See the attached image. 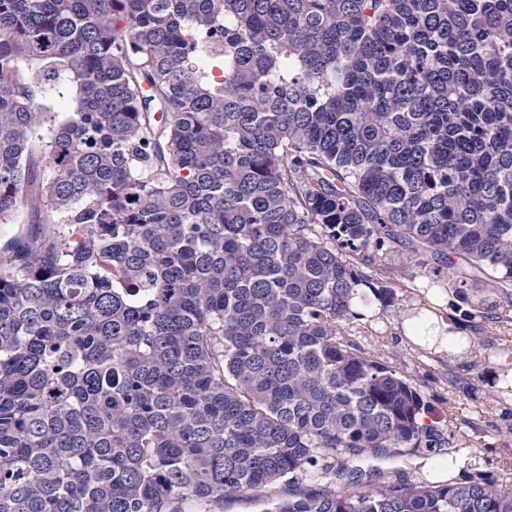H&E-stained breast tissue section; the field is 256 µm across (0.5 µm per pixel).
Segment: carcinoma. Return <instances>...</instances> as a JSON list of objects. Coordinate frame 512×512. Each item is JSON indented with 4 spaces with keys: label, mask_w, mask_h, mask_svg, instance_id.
Listing matches in <instances>:
<instances>
[{
    "label": "carcinoma",
    "mask_w": 512,
    "mask_h": 512,
    "mask_svg": "<svg viewBox=\"0 0 512 512\" xmlns=\"http://www.w3.org/2000/svg\"><path fill=\"white\" fill-rule=\"evenodd\" d=\"M76 89L61 125L41 102ZM49 175H43L44 171ZM0 512H512L352 339L448 268L512 324V0H0ZM33 218L25 210H20L7 223H0V244L13 238L21 231H35L39 225L32 222ZM433 455L410 456L400 459H374L364 458L352 463V466H359L364 470L374 469L385 475H394L395 471L402 473L407 479L412 481H433L427 477V471L433 464Z\"/></svg>",
    "instance_id": "1"
}]
</instances>
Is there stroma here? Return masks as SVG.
<instances>
[{
    "instance_id": "1",
    "label": "stroma",
    "mask_w": 512,
    "mask_h": 512,
    "mask_svg": "<svg viewBox=\"0 0 512 512\" xmlns=\"http://www.w3.org/2000/svg\"><path fill=\"white\" fill-rule=\"evenodd\" d=\"M404 313L387 315L386 330L372 337L356 334L366 350L381 349L392 366L399 369L427 403L430 415L451 428L458 441L456 455L462 465L457 479L485 473L497 479L512 480V393L499 389L506 369H512V335L482 350L479 360L438 353L407 340L401 325ZM496 403H489V394ZM492 424L493 432H474L471 422Z\"/></svg>"
}]
</instances>
